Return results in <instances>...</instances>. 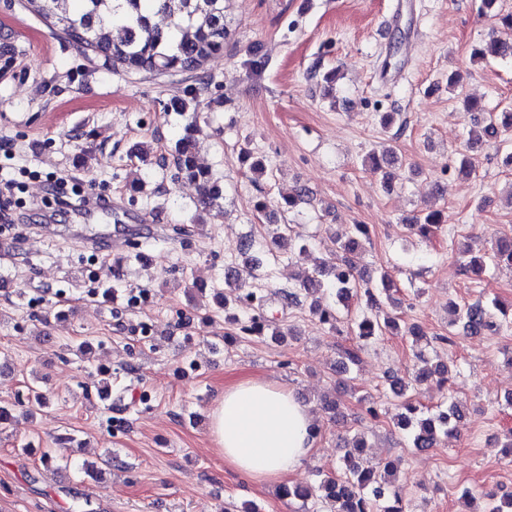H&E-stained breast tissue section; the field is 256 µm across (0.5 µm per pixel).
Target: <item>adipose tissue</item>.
Wrapping results in <instances>:
<instances>
[{
  "label": "adipose tissue",
  "mask_w": 512,
  "mask_h": 512,
  "mask_svg": "<svg viewBox=\"0 0 512 512\" xmlns=\"http://www.w3.org/2000/svg\"><path fill=\"white\" fill-rule=\"evenodd\" d=\"M316 424L288 388L251 377L225 387L210 436L225 467L255 484H280L314 452Z\"/></svg>",
  "instance_id": "obj_1"
}]
</instances>
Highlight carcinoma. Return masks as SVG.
Wrapping results in <instances>:
<instances>
[{
    "label": "carcinoma",
    "mask_w": 512,
    "mask_h": 512,
    "mask_svg": "<svg viewBox=\"0 0 512 512\" xmlns=\"http://www.w3.org/2000/svg\"><path fill=\"white\" fill-rule=\"evenodd\" d=\"M225 0H25L26 8L50 23L72 41L83 45L95 55L128 72L164 74L172 71H199L211 57L224 51L228 32L224 25ZM169 20L163 30L148 22L156 14ZM482 55L502 61L512 60V40L493 39ZM512 128V122H498L495 114L488 115L480 129L468 130V142L496 141L501 133ZM177 180L198 186L199 206L204 211L218 207L223 198L220 181L198 163V142L194 129L185 131L171 153ZM390 151L370 157L369 170L387 179ZM355 235L336 242L340 262L327 260L316 263L306 274L299 287L282 292L285 304L300 306L303 302L332 288L339 304L350 307L351 300L365 297L369 313L356 322V343L341 351L344 368L359 360L363 344L386 335L398 328L397 309L400 292L387 273L375 283L360 281L356 275L355 255L362 242L369 239L368 228L354 225ZM491 260L496 265L512 269V236L499 237L493 246ZM450 325H459L465 333H497L512 327V305L497 299L488 304L480 301L450 307ZM448 368L440 363L422 368L406 379L393 384V391L401 398L397 427L407 431L412 447L431 448L438 437L454 429L464 405L450 398L445 409L426 415L407 392L436 382L442 386L448 381ZM396 469L389 463L379 462L363 466L351 452L343 456L341 472L326 474L309 487L285 488L288 497L308 501L317 499L329 507V512H403L399 491L393 486ZM485 512H512V495L496 500L492 493L485 494Z\"/></svg>",
    "instance_id": "1"
}]
</instances>
